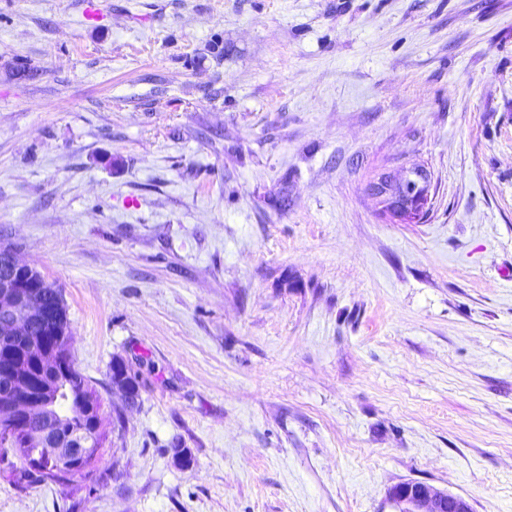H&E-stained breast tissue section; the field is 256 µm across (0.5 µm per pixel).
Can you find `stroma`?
<instances>
[{
    "mask_svg": "<svg viewBox=\"0 0 512 512\" xmlns=\"http://www.w3.org/2000/svg\"><path fill=\"white\" fill-rule=\"evenodd\" d=\"M1 242L109 441L0 512H512V0H0ZM413 178L407 177L402 181L382 180L373 187V192L379 197H385L392 208L402 216L415 218L427 201L428 176L426 172L412 171ZM415 185L412 193H407L406 185ZM394 512H474L465 497L449 494L419 481L398 482L388 489Z\"/></svg>",
    "mask_w": 512,
    "mask_h": 512,
    "instance_id": "obj_1",
    "label": "stroma"
}]
</instances>
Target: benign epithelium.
<instances>
[{
    "label": "benign epithelium",
    "mask_w": 512,
    "mask_h": 512,
    "mask_svg": "<svg viewBox=\"0 0 512 512\" xmlns=\"http://www.w3.org/2000/svg\"><path fill=\"white\" fill-rule=\"evenodd\" d=\"M373 192L390 202L401 215L413 218L427 201L428 176L421 171L402 181L382 180ZM47 285L44 277L22 263L14 246H0V338L22 347L42 359L46 379L38 386L17 366H9L4 375L8 385L0 396L9 408L0 414V438L13 447L11 425L19 418L28 421L25 448L34 460L46 455L57 468L71 473L91 454L92 439L82 429L66 427L57 412L66 396L62 393L61 375L73 368L69 353L59 345H47V337L66 340L67 332L53 325L52 311L39 297V287ZM387 497L394 512H474L471 502L419 481L398 482L388 489Z\"/></svg>",
    "instance_id": "7a95c632"
}]
</instances>
